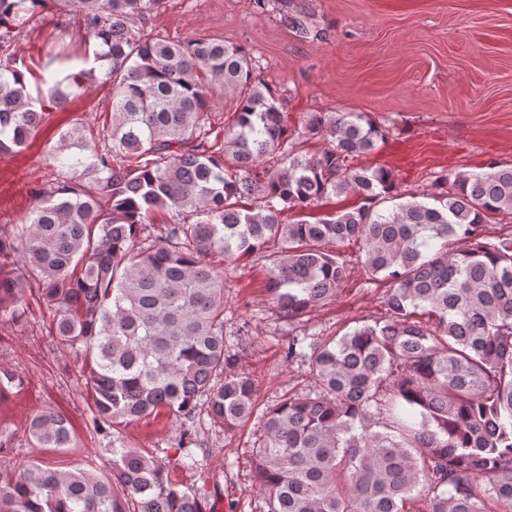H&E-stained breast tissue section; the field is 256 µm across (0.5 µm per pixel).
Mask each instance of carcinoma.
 <instances>
[{
  "label": "carcinoma",
  "instance_id": "obj_1",
  "mask_svg": "<svg viewBox=\"0 0 512 512\" xmlns=\"http://www.w3.org/2000/svg\"><path fill=\"white\" fill-rule=\"evenodd\" d=\"M47 0H0V152L24 145L45 112L83 89L93 69L67 72L48 97L29 91L14 41ZM99 41L112 123L60 137L77 149L65 178L36 195L10 241L0 238V320L25 316L35 283L62 345L81 350L94 422L113 430L163 412L180 426L183 466L203 416L229 433L252 418L257 387L230 359L224 276L206 261L268 255L267 290L296 325L336 299L340 253L359 243L368 280L388 284L387 318L331 339L303 328L285 357L311 384L262 416L253 444L267 512H512V165L437 176L400 201L391 171L352 161L390 129L365 112H311L307 158L288 113L253 79L248 51L222 41L172 42L146 28L161 0H61ZM236 99L223 142L210 140V93ZM355 193L362 204L314 223L284 210ZM173 221L149 231L152 214ZM425 315L432 322L417 316ZM30 440L69 448V420L36 414ZM112 475L38 462L0 468V512H205L195 489L134 448H111Z\"/></svg>",
  "mask_w": 512,
  "mask_h": 512
}]
</instances>
